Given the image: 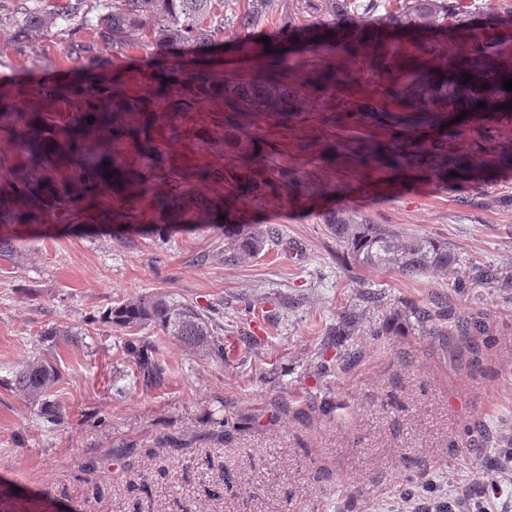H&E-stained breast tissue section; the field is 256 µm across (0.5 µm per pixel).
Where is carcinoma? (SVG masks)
Returning a JSON list of instances; mask_svg holds the SVG:
<instances>
[{
    "label": "carcinoma",
    "instance_id": "carcinoma-1",
    "mask_svg": "<svg viewBox=\"0 0 512 512\" xmlns=\"http://www.w3.org/2000/svg\"><path fill=\"white\" fill-rule=\"evenodd\" d=\"M245 2V9L238 12L235 4ZM270 0H100L95 5L99 11L96 19L80 13L83 0H47L38 8H26L22 12L17 30L18 38L36 40L59 21L71 22L80 18L81 25L94 32V41L112 55L129 49L152 48L175 58L197 59L207 55L224 34L225 22L231 20L241 28L254 30L269 23L267 7ZM395 17L399 27L411 34H419L437 27L439 21L458 10V0H321L322 21L332 28L347 20L358 24L374 21L380 10ZM315 47L327 53L343 52L345 47L331 31L320 32L312 27L310 38ZM470 80H465V75ZM512 78V68L497 60V51L485 41L475 42L463 55L454 58L440 70H427L411 75L410 88L419 96L432 98L439 104L437 111L451 113V119L462 112L467 117L455 123L463 130L471 123L478 103L488 93L498 99V111L512 112V91L503 82ZM330 75L319 72L313 79L295 91L276 80L207 78L190 83L184 79L180 68H172L157 79L158 88L150 99L132 98L122 90L112 92V102L100 105V100L89 102L88 109L72 115L62 129L65 144L44 138L45 120L48 113L60 111V105L68 103L70 94L47 91L49 102L38 108H27L24 122V156L15 166L21 173L16 179L0 177V219L7 224H38L42 211L69 209L78 198H85L102 182L112 188L140 193L150 192V186L160 183L167 191L151 192L150 202L154 211L165 223H191L197 214L188 208L193 200L195 187L189 182L194 174L177 166H169L146 181L142 173L127 168L119 159L112 164L92 169L82 168L77 178L60 181L39 178L35 169L44 165L64 171L73 162L82 140L93 131H108L112 139L131 138L138 149L151 161L162 159L153 144L150 132L166 110L183 111L189 101L195 99L221 100L226 112H257L263 115L288 117L298 112H318L327 100V82ZM506 104L508 109L501 108ZM126 110L145 115L144 123L136 128H119L113 125L112 114ZM238 130L233 125L224 126V154L241 149ZM512 165V150L500 151L489 159L473 163L469 156L456 152L437 173L441 179L458 173L460 179H475L493 168ZM321 184L311 177L286 168L274 178L260 172L245 173L239 167L224 169L223 186L213 194L211 207L206 215L213 223L224 224L225 257L238 262L252 258L261 252L267 237L253 231L229 217L234 205L261 208L271 197L288 194L295 201L320 192ZM323 223L336 240L354 253L363 263L392 266L407 276H417L429 270H446L451 262L448 247L430 239L413 238L400 241L394 238L384 225L366 217L343 210H327L322 214ZM419 323L433 324V334L442 335L437 327L440 314L428 308L413 310ZM112 324L123 329L142 331L152 327L166 336L174 337L189 352L224 360V336L213 327L212 319L195 306L178 301L163 293L141 294L112 308L109 313ZM129 361L134 364L145 387L161 384L166 368L153 356L152 347L146 340L137 338L126 344ZM60 379L56 360L35 357L17 371L11 373L8 383L12 390L35 409L38 419L51 426L65 422V414L54 391Z\"/></svg>",
    "mask_w": 512,
    "mask_h": 512
}]
</instances>
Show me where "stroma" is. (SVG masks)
Returning a JSON list of instances; mask_svg holds the SVG:
<instances>
[{"mask_svg": "<svg viewBox=\"0 0 512 512\" xmlns=\"http://www.w3.org/2000/svg\"><path fill=\"white\" fill-rule=\"evenodd\" d=\"M440 30L456 47L475 34L512 61V0H460ZM0 0V93L36 103L44 87L120 79L130 94L149 97L152 75L167 58L131 49L123 61L93 43L87 29H51L16 43L22 7ZM315 10L287 12L273 0L269 23L247 31L229 24L202 64L186 74L257 77L266 43L287 45ZM344 55L306 46L277 69L300 88L315 70L331 68V100L356 93L357 103L407 97L404 77L388 75L373 50L356 66ZM224 106L199 100L169 114L154 137L173 164L192 171L223 169L213 143ZM250 167L272 175L292 167L316 173L327 194L287 197L237 216L276 237L253 258L224 259V230L199 220L165 224L152 214L135 222L103 221L128 213L127 193L102 188L78 200L74 214L44 213L38 224H0L16 249L0 259V378L37 354H51L66 421L40 425L26 401L0 385V512H394L404 498L444 502L476 478L493 475L512 437V287L477 279L484 266L512 273V167L485 182H443L429 170L330 162L339 145L359 153L362 140L402 132L425 161L446 146L437 132L395 129L378 113L311 112L284 120L237 117ZM346 209L386 225L397 238L444 242L453 258L445 271L408 277L361 262L321 222ZM163 292L196 305L224 330L223 361L191 354L153 329L145 334L170 367L164 383L143 388L128 365L130 332L106 320L111 307ZM452 305L448 334L435 338L415 323V306ZM351 313V335L333 330ZM475 318L460 332L456 321ZM64 329L55 347L41 334ZM124 375L125 397L112 378ZM332 401L331 413L322 410ZM223 406L238 425L225 433L210 420ZM96 469H87L88 459ZM432 487H422L421 474ZM231 484L207 493L217 476Z\"/></svg>", "mask_w": 512, "mask_h": 512, "instance_id": "stroma-1", "label": "stroma"}]
</instances>
